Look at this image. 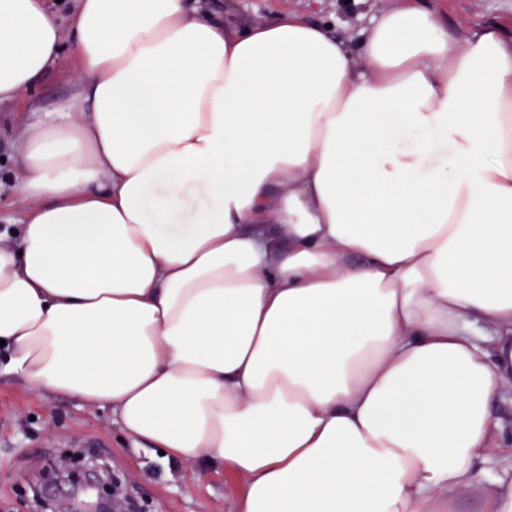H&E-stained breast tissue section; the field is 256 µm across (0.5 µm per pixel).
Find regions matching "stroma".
<instances>
[{"label": "stroma", "instance_id": "stroma-1", "mask_svg": "<svg viewBox=\"0 0 512 512\" xmlns=\"http://www.w3.org/2000/svg\"><path fill=\"white\" fill-rule=\"evenodd\" d=\"M449 30L465 24L500 25L512 34V0H431ZM397 0H237L236 20L262 23L293 11L331 21L348 41L376 13ZM71 89L68 61L44 75L38 87L0 105V229L27 207L16 181L17 139L31 109L49 111ZM80 454L105 463L121 512H234L242 481L228 470L166 459L138 448L113 423L109 410L79 400L46 396L15 376L0 377V512H41L40 490L51 460ZM480 474L456 493L458 512H480L487 480L512 482V456L490 449Z\"/></svg>", "mask_w": 512, "mask_h": 512}]
</instances>
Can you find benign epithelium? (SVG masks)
Instances as JSON below:
<instances>
[{
	"label": "benign epithelium",
	"instance_id": "obj_1",
	"mask_svg": "<svg viewBox=\"0 0 512 512\" xmlns=\"http://www.w3.org/2000/svg\"><path fill=\"white\" fill-rule=\"evenodd\" d=\"M106 484L108 477L100 464L86 465L78 471L65 464L52 468L41 495L51 505L62 499L69 501L71 512H112V494L107 492Z\"/></svg>",
	"mask_w": 512,
	"mask_h": 512
}]
</instances>
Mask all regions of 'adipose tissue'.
Returning <instances> with one entry per match:
<instances>
[{
  "mask_svg": "<svg viewBox=\"0 0 512 512\" xmlns=\"http://www.w3.org/2000/svg\"><path fill=\"white\" fill-rule=\"evenodd\" d=\"M235 8L0 0V104L75 63L21 138L0 375L228 469L237 512H455L512 388V37Z\"/></svg>",
  "mask_w": 512,
  "mask_h": 512,
  "instance_id": "ef3b65f1",
  "label": "adipose tissue"
}]
</instances>
